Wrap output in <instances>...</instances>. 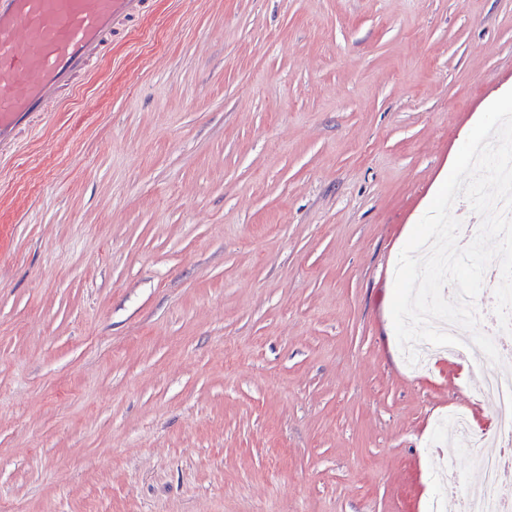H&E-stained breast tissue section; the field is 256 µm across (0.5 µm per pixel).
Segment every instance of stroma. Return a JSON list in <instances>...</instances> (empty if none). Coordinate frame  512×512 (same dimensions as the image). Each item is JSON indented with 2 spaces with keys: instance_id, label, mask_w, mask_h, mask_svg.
I'll return each mask as SVG.
<instances>
[{
  "instance_id": "obj_1",
  "label": "stroma",
  "mask_w": 512,
  "mask_h": 512,
  "mask_svg": "<svg viewBox=\"0 0 512 512\" xmlns=\"http://www.w3.org/2000/svg\"><path fill=\"white\" fill-rule=\"evenodd\" d=\"M512 86V0H158L0 159V512H430L491 363L395 252Z\"/></svg>"
}]
</instances>
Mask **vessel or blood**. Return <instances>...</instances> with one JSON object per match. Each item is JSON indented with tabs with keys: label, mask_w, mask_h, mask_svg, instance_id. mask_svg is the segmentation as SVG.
Returning a JSON list of instances; mask_svg holds the SVG:
<instances>
[{
	"label": "vessel or blood",
	"mask_w": 512,
	"mask_h": 512,
	"mask_svg": "<svg viewBox=\"0 0 512 512\" xmlns=\"http://www.w3.org/2000/svg\"><path fill=\"white\" fill-rule=\"evenodd\" d=\"M152 0H0V157L130 40Z\"/></svg>",
	"instance_id": "b4317fda"
}]
</instances>
